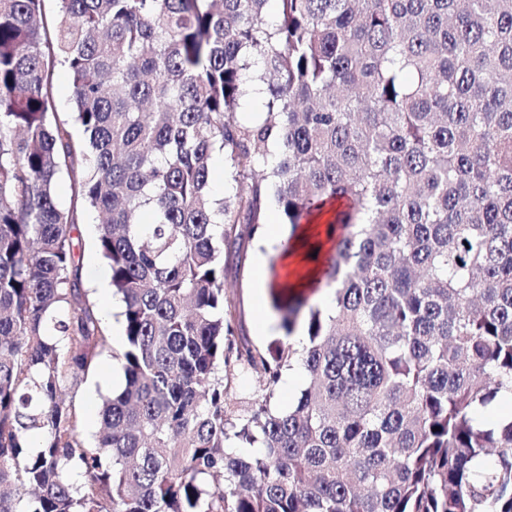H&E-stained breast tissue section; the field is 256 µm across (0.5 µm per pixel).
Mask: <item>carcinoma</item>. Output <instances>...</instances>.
<instances>
[{"label":"carcinoma","instance_id":"cac0c4a2","mask_svg":"<svg viewBox=\"0 0 512 512\" xmlns=\"http://www.w3.org/2000/svg\"><path fill=\"white\" fill-rule=\"evenodd\" d=\"M44 2L0 0V512H512V0ZM64 174L123 304L92 446L72 389L109 340ZM271 203L334 235L336 307L284 285L260 351L224 272ZM52 87L59 119L66 120L73 110L72 87L67 72L61 67L53 71ZM301 372V382L296 385L300 379L299 368L295 366L288 370V373L285 375V380L290 389L282 384H279L276 393L270 401V407L273 411L281 412L288 410V406L294 403L296 398L300 395L301 390L305 388V377L303 370H301Z\"/></svg>","mask_w":512,"mask_h":512}]
</instances>
